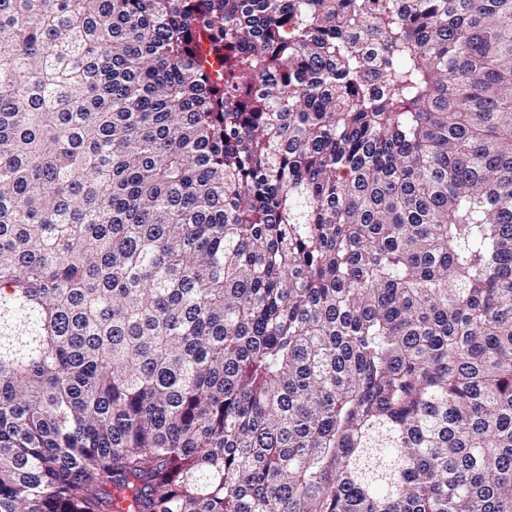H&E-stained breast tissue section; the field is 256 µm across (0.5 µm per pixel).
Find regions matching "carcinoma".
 Segmentation results:
<instances>
[{
	"label": "carcinoma",
	"instance_id": "obj_1",
	"mask_svg": "<svg viewBox=\"0 0 512 512\" xmlns=\"http://www.w3.org/2000/svg\"><path fill=\"white\" fill-rule=\"evenodd\" d=\"M512 512V0H0V512Z\"/></svg>",
	"mask_w": 512,
	"mask_h": 512
}]
</instances>
